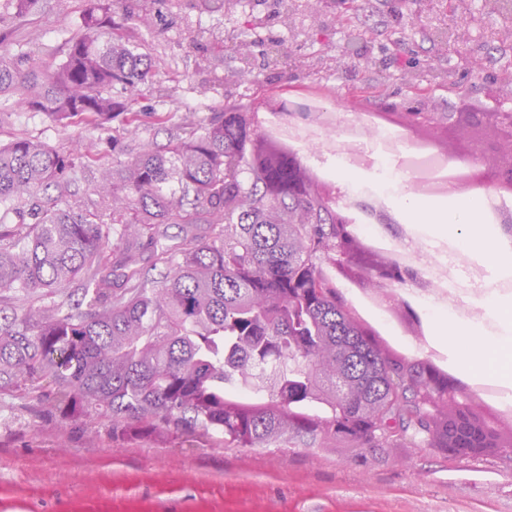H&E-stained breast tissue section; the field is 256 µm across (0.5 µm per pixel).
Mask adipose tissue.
<instances>
[{
  "instance_id": "obj_1",
  "label": "adipose tissue",
  "mask_w": 512,
  "mask_h": 512,
  "mask_svg": "<svg viewBox=\"0 0 512 512\" xmlns=\"http://www.w3.org/2000/svg\"><path fill=\"white\" fill-rule=\"evenodd\" d=\"M480 197L461 203L457 210L436 213L413 204L409 211L414 223L452 224L459 230L462 243L471 249L488 253L494 266L512 271V249L498 240L479 239L474 231L480 214ZM491 314L498 324L494 333H478L474 328L448 316H440L437 323L442 328V337L453 349L456 361L461 366L478 371H492L502 381H512V305H493Z\"/></svg>"
}]
</instances>
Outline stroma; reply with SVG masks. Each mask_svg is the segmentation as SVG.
<instances>
[{
	"mask_svg": "<svg viewBox=\"0 0 512 512\" xmlns=\"http://www.w3.org/2000/svg\"><path fill=\"white\" fill-rule=\"evenodd\" d=\"M491 0H345L316 16H289L285 0H252L208 11L198 0H41L11 23L16 50L62 59L65 40L85 16L109 7L124 35L161 68L134 109L136 134L123 117L97 129L30 116L0 98V144L40 140L60 152L82 149L112 164L140 144H166L173 126L207 123L224 109L243 110L270 90L321 83L337 110L392 108L456 113L512 108V19ZM470 24L457 51L439 34L454 14ZM245 39L252 75L241 79L224 41ZM390 354L440 353L462 384H494L452 359L429 326L419 339L398 325ZM0 512H512V464L499 455L448 459L427 447L227 448L152 436L116 440L112 425L64 419L48 397L0 396Z\"/></svg>",
	"mask_w": 512,
	"mask_h": 512,
	"instance_id": "1",
	"label": "stroma"
}]
</instances>
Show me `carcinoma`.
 <instances>
[{"label":"carcinoma","mask_w":512,"mask_h":512,"mask_svg":"<svg viewBox=\"0 0 512 512\" xmlns=\"http://www.w3.org/2000/svg\"><path fill=\"white\" fill-rule=\"evenodd\" d=\"M9 40L0 24V97L64 126L122 113L137 130L129 104L159 68L112 18L89 13L58 65L9 52ZM265 138L255 113L221 112L110 168L27 137L0 146V206L17 215L0 224V394L40 389L61 417L104 418L127 439L448 447V389L473 391L430 360L384 355L322 264L339 246L362 250L353 224L293 179L297 153L272 154ZM80 174L97 175L112 222L71 202ZM164 224L183 225L178 244L161 242ZM379 271L360 283L419 321L393 295L413 271L395 260ZM73 285L75 308L58 300ZM270 365L267 386L257 373ZM256 377L254 397L231 389Z\"/></svg>","instance_id":"obj_1"}]
</instances>
